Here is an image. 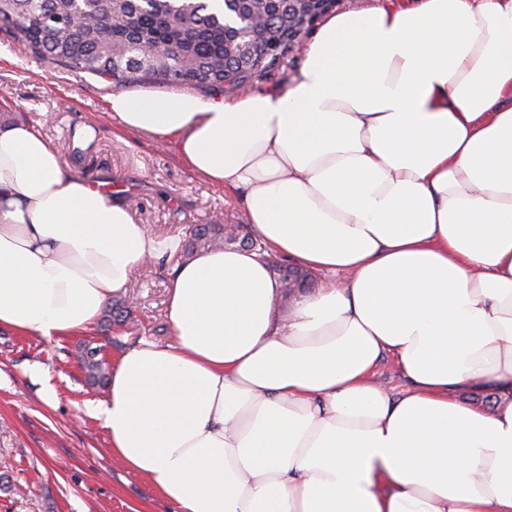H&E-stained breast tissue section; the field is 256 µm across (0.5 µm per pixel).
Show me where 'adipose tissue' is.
<instances>
[{
	"instance_id": "adipose-tissue-1",
	"label": "adipose tissue",
	"mask_w": 512,
	"mask_h": 512,
	"mask_svg": "<svg viewBox=\"0 0 512 512\" xmlns=\"http://www.w3.org/2000/svg\"><path fill=\"white\" fill-rule=\"evenodd\" d=\"M109 105L320 278L286 305L258 252L177 261L179 237L0 124V328L86 332L171 263L173 343L125 350L91 408L126 467L177 512H512V0L332 10L286 90Z\"/></svg>"
}]
</instances>
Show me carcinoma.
<instances>
[{"mask_svg":"<svg viewBox=\"0 0 512 512\" xmlns=\"http://www.w3.org/2000/svg\"><path fill=\"white\" fill-rule=\"evenodd\" d=\"M299 5V0H266L263 19L280 28L288 10ZM251 12L252 0H0V23L12 26L30 51L51 65L120 85L147 81L222 90H238L274 68L307 32L283 31L279 57L240 74L233 52L236 23ZM228 244L265 251L262 241L248 234L228 232L222 224H196L182 256ZM270 266L288 294L313 284L298 268ZM76 358L89 383L107 384L109 366L99 349L82 344Z\"/></svg>","mask_w":512,"mask_h":512,"instance_id":"1","label":"carcinoma"}]
</instances>
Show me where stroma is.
<instances>
[{
	"label": "stroma",
	"mask_w": 512,
	"mask_h": 512,
	"mask_svg": "<svg viewBox=\"0 0 512 512\" xmlns=\"http://www.w3.org/2000/svg\"><path fill=\"white\" fill-rule=\"evenodd\" d=\"M116 87L89 74L48 67L0 30V121L36 127L71 174L106 181L136 223L159 238L194 224H243L244 194L192 173L171 139L126 129L110 111ZM169 265L144 264L123 293L130 325L101 314L83 335L47 339L0 329V512H175L112 453L110 434L88 411L106 399L75 359L91 341L109 362L142 341L173 339Z\"/></svg>",
	"instance_id": "obj_1"
}]
</instances>
